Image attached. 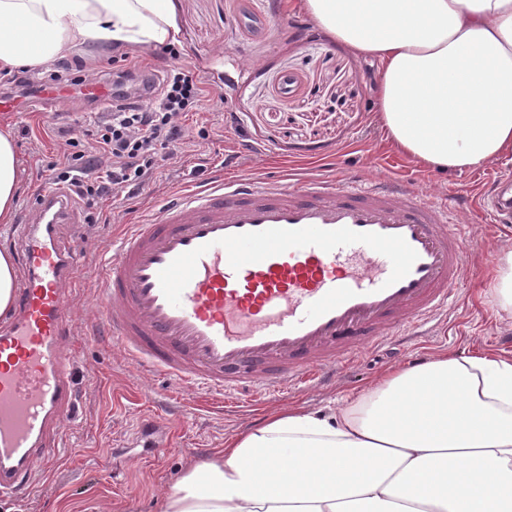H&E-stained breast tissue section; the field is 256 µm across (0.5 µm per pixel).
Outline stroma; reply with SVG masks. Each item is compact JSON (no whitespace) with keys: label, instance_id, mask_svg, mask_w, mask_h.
<instances>
[{"label":"stroma","instance_id":"stroma-1","mask_svg":"<svg viewBox=\"0 0 512 512\" xmlns=\"http://www.w3.org/2000/svg\"><path fill=\"white\" fill-rule=\"evenodd\" d=\"M182 64L207 89L224 78L223 100L204 103L188 121L189 141L168 157L138 193L108 200L107 223L90 224L82 205L64 233L78 234L84 264L65 291L71 339L77 346V404L60 436L61 457L41 466L37 481L0 496V512H159L161 497L187 465L223 450L226 437L258 425L270 412L299 404L329 412L358 387L396 365L441 352L482 349L512 355V316L498 313L490 292L497 254L512 249V227L495 222L478 202L503 172L501 159L473 171L440 173L418 164L384 137L377 119L375 60L352 53L319 30L293 0H174ZM260 18L252 30L248 16ZM290 79V93L281 82ZM36 100L24 112H0L19 162L15 216L35 207L37 165L55 158L58 130L88 124L87 105ZM327 175L339 180L395 178L447 197L463 195L470 264L459 300L436 320L431 335L360 354L335 384L273 398H234L188 391L125 360L96 317L102 265L127 225L156 217L177 194L220 178L244 177L290 185ZM160 420L168 447L132 443L141 420Z\"/></svg>","mask_w":512,"mask_h":512}]
</instances>
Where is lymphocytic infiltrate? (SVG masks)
Returning <instances> with one entry per match:
<instances>
[{"instance_id":"f902f5d3","label":"lymphocytic infiltrate","mask_w":512,"mask_h":512,"mask_svg":"<svg viewBox=\"0 0 512 512\" xmlns=\"http://www.w3.org/2000/svg\"><path fill=\"white\" fill-rule=\"evenodd\" d=\"M164 52L171 64L160 75L148 65L135 73L108 70L111 111L98 113L92 129L70 133L51 165L49 181L68 185L85 208L142 187L160 150L183 140L189 114L208 97L201 81L179 65L178 49L170 45Z\"/></svg>"}]
</instances>
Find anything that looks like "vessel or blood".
Returning a JSON list of instances; mask_svg holds the SVG:
<instances>
[{
	"mask_svg": "<svg viewBox=\"0 0 512 512\" xmlns=\"http://www.w3.org/2000/svg\"><path fill=\"white\" fill-rule=\"evenodd\" d=\"M64 189L38 195L27 277L0 324V493L36 481L74 406L64 291L83 259L59 226ZM468 227L396 184L299 187L224 179L125 229L99 288L109 335L139 368L219 395L290 393L343 375L359 350L426 335L456 296Z\"/></svg>",
	"mask_w": 512,
	"mask_h": 512,
	"instance_id": "vessel-or-blood-1",
	"label": "vessel or blood"
}]
</instances>
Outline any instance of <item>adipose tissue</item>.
Instances as JSON below:
<instances>
[{
    "label": "adipose tissue",
    "instance_id": "ef3b65f1",
    "mask_svg": "<svg viewBox=\"0 0 512 512\" xmlns=\"http://www.w3.org/2000/svg\"><path fill=\"white\" fill-rule=\"evenodd\" d=\"M299 7L378 62V118L397 149L442 171L512 153V0ZM178 35L173 0H0V71ZM18 187L0 133V224L13 221ZM160 512H512V356L442 352L386 372L329 416L271 414L189 465Z\"/></svg>",
    "mask_w": 512,
    "mask_h": 512
}]
</instances>
